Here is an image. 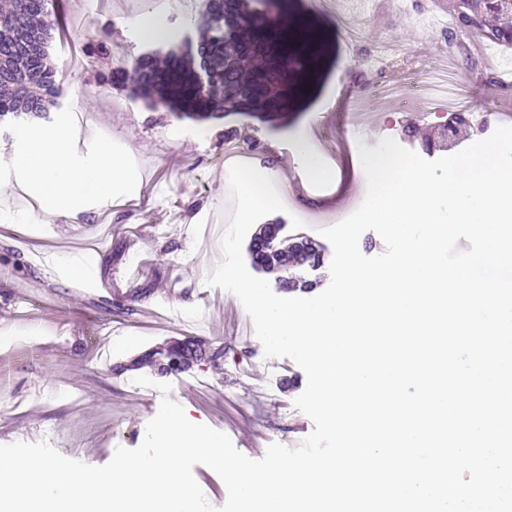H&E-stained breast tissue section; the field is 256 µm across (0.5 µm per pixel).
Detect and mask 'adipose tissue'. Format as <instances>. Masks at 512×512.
<instances>
[{"label": "adipose tissue", "mask_w": 512, "mask_h": 512, "mask_svg": "<svg viewBox=\"0 0 512 512\" xmlns=\"http://www.w3.org/2000/svg\"><path fill=\"white\" fill-rule=\"evenodd\" d=\"M10 160L23 173L33 206L48 217L87 197L111 198L126 173L124 160L105 148L93 160L77 159L72 133L63 126L21 131L11 143Z\"/></svg>", "instance_id": "1"}]
</instances>
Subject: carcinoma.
<instances>
[{
  "label": "carcinoma",
  "mask_w": 512,
  "mask_h": 512,
  "mask_svg": "<svg viewBox=\"0 0 512 512\" xmlns=\"http://www.w3.org/2000/svg\"><path fill=\"white\" fill-rule=\"evenodd\" d=\"M240 16V24L224 27V0H207L197 28L199 50L213 58L220 70L219 83L206 94L207 105L217 111L238 112L269 104L263 96L259 65L270 46L247 56H224V45L253 44L260 38L270 42L279 31L271 0H229ZM54 0H8L0 7V118H24L29 115L47 118L57 110L67 91L59 78L49 48L54 38ZM478 37L512 47V0H457L453 27L448 29L447 43L458 37ZM178 57L168 52L161 65L150 56L132 61L127 71L109 70L103 81L127 85L136 97L166 92L186 103L197 95L179 83ZM469 123V115L460 110L441 124L447 140L459 127Z\"/></svg>",
  "instance_id": "obj_1"
}]
</instances>
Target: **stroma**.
I'll use <instances>...</instances> for the list:
<instances>
[{
    "mask_svg": "<svg viewBox=\"0 0 512 512\" xmlns=\"http://www.w3.org/2000/svg\"><path fill=\"white\" fill-rule=\"evenodd\" d=\"M452 2L373 0L354 14L330 0H289L279 22L290 28L295 16L304 17L299 29L313 62L301 84L289 87L284 109L212 112L160 96L134 98L124 85L100 84L107 62L89 56L63 76L90 120L74 132L73 148L89 154L108 144L125 159L126 177L111 203L84 200L63 220L26 212L17 190L23 175L9 161L17 125H0V445L44 440L68 458L104 465L116 447L141 444L160 405L159 382L171 384V400L198 423L227 434L250 458L263 457L270 444L294 447L306 438L313 422L294 405L305 372L291 359L266 357L256 336L240 334L248 317L242 303L206 283L221 259L220 244L200 239L195 228L219 219L232 200L220 161L229 138L255 147L258 162L275 172L285 208L264 221L284 222L281 240L319 239L337 214L353 213L366 194L359 146L376 147L385 135L419 148L405 134L395 102L371 100V124L355 136L330 146L312 137L313 149L338 169L336 185L310 184L294 195L290 175L298 162L285 153L312 121L340 130L350 95L366 80L400 79L398 69L375 67L384 53H410L425 72L454 70L475 100L471 115H499L512 89L486 76L512 70V50L475 36L448 47L438 31L410 22L422 9L450 18ZM63 6L66 31L55 40V63L76 41L82 14L125 35L132 57L166 52L139 39L125 0H63ZM81 263L90 266L91 283L78 290ZM186 340L222 349L223 356L162 372L155 352ZM139 376L152 386L136 385Z\"/></svg>",
    "mask_w": 512,
    "mask_h": 512,
    "instance_id": "obj_1",
    "label": "stroma"
}]
</instances>
